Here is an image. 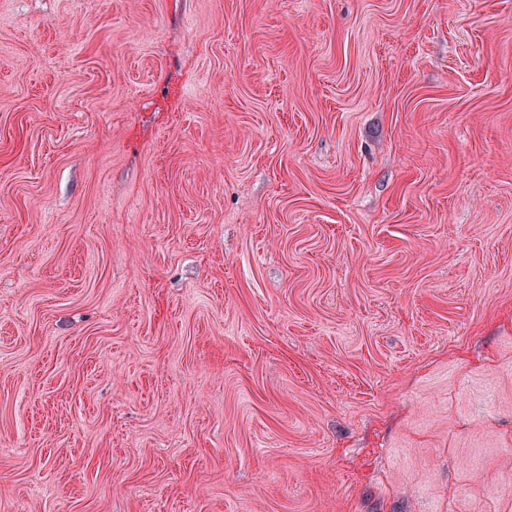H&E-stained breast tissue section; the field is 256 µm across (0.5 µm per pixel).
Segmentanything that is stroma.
Listing matches in <instances>:
<instances>
[{
    "label": "stroma",
    "mask_w": 512,
    "mask_h": 512,
    "mask_svg": "<svg viewBox=\"0 0 512 512\" xmlns=\"http://www.w3.org/2000/svg\"><path fill=\"white\" fill-rule=\"evenodd\" d=\"M0 512H512V0H0Z\"/></svg>",
    "instance_id": "1"
}]
</instances>
